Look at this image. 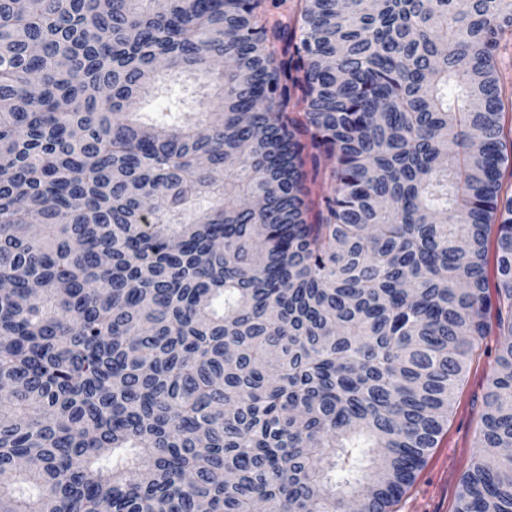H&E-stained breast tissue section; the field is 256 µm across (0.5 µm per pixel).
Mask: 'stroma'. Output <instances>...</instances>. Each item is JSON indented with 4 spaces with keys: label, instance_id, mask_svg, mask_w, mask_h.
Segmentation results:
<instances>
[{
    "label": "stroma",
    "instance_id": "1",
    "mask_svg": "<svg viewBox=\"0 0 512 512\" xmlns=\"http://www.w3.org/2000/svg\"><path fill=\"white\" fill-rule=\"evenodd\" d=\"M498 344V337H488L479 360L472 362L455 390L448 428L416 472L398 512H453L460 478L475 455L476 422L483 409L487 377L495 364Z\"/></svg>",
    "mask_w": 512,
    "mask_h": 512
}]
</instances>
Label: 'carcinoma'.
I'll return each instance as SVG.
<instances>
[{"label":"carcinoma","instance_id":"obj_1","mask_svg":"<svg viewBox=\"0 0 512 512\" xmlns=\"http://www.w3.org/2000/svg\"><path fill=\"white\" fill-rule=\"evenodd\" d=\"M32 2L0 512H395L495 332L454 512H512V0Z\"/></svg>","mask_w":512,"mask_h":512}]
</instances>
